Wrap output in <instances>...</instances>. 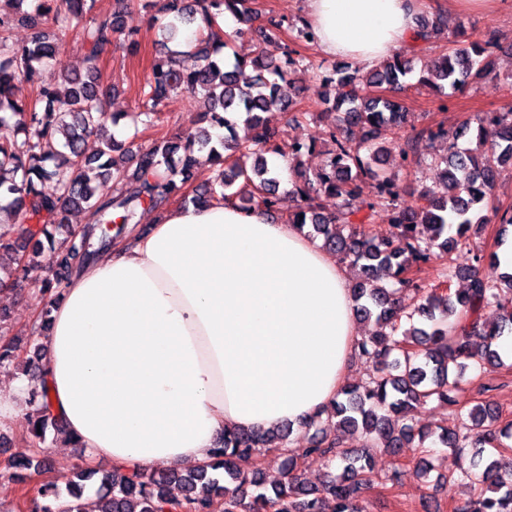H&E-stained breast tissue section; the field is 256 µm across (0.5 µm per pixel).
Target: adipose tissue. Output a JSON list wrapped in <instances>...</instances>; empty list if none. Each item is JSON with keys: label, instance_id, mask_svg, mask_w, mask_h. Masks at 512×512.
Segmentation results:
<instances>
[{"label": "adipose tissue", "instance_id": "ef3b65f1", "mask_svg": "<svg viewBox=\"0 0 512 512\" xmlns=\"http://www.w3.org/2000/svg\"><path fill=\"white\" fill-rule=\"evenodd\" d=\"M418 0H306L320 51L379 62L419 44ZM345 264L235 204L166 210L71 278L45 338L53 414L133 472L202 464L225 429L318 415L358 336Z\"/></svg>", "mask_w": 512, "mask_h": 512}]
</instances>
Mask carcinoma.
Returning a JSON list of instances; mask_svg holds the SVG:
<instances>
[{
  "mask_svg": "<svg viewBox=\"0 0 512 512\" xmlns=\"http://www.w3.org/2000/svg\"><path fill=\"white\" fill-rule=\"evenodd\" d=\"M29 1L34 3L30 12L22 9ZM9 2L18 15H0V126L12 124L16 137L0 141V199L9 200L22 224L16 233L0 234V290L21 281L39 285L47 298L42 328L49 327L53 305L67 288L64 280L125 240L139 224L142 209L164 210L179 199L195 206L237 200L243 208L277 211L279 179L268 168L265 154L287 155L297 162L315 149L316 140L281 144L266 117L293 110L296 100L284 88L285 79L303 65L287 52L281 58L269 52L279 23L236 29L235 36H251L259 51L224 69L222 52L230 40L218 18L227 9L239 22L250 24L252 0L157 4L163 57L151 68L135 121L145 130L157 126L163 101L174 92H186L207 105L194 123L226 132L216 145L204 128L187 129L179 143L157 138L149 145L119 142L110 132L122 114L104 109L107 90L99 61L120 37L129 49L138 47L139 28L126 9L83 27L84 72L64 75L66 89L41 85L32 105L15 99L16 84L36 80L59 41L92 10L93 0ZM48 15L53 20L49 28L44 26ZM15 21L35 30L30 42L7 43L4 33ZM173 43L189 48L197 66L182 68L184 51L171 48ZM485 53L479 43L455 40L448 53L428 62L395 53L364 74L335 68L324 78L331 83L338 76L346 92L331 107L335 117L325 131L329 148L324 165L295 185L302 204L289 221L310 226L309 234L322 237L328 252L361 270V279L352 285L356 315L372 325L373 332L360 337L354 351L370 372L364 381L343 386L324 417L303 423L315 432L306 445L285 453L280 477L268 479L260 449H281L291 429H233L224 431L207 462L185 473L114 470L99 476L78 466L65 476L63 489L55 481L41 484L30 512H168L181 506L211 512L216 499L224 500L225 512H361L362 472L370 449L383 448L396 457L416 441L424 444L426 432L415 429L413 412L429 403L454 405L451 393L470 367L503 365L495 343L512 333V273L491 284L475 266L460 265L453 258L467 245L473 227L485 222L481 212L497 168L512 165V107L494 113L489 122L477 118L473 149L455 147V135L442 127L420 132L430 140H448V152L439 158L444 163V191L438 195L424 187L417 190L422 204L416 211L399 207L396 175L382 167L383 149L376 145L382 128L401 126L408 116L385 91L404 87L407 76L419 71L425 74L420 83L445 99L446 89L460 90L491 74L490 64L482 60ZM242 114L246 132L240 137L235 128ZM354 128L363 131L357 144L345 136ZM91 135L97 137L99 149L88 156L84 145ZM206 163L213 175L186 195L187 183ZM364 179L373 182L374 197L360 216L349 209V200ZM239 180L244 193H226ZM45 182L55 183L57 193L45 194ZM131 182L138 184L134 194L126 189ZM322 194L336 197V211H320L316 199ZM72 210L88 216L80 230L69 223ZM379 210L389 214L388 228L372 232L365 224ZM431 258L441 266V285L460 276L470 281L469 288L455 294L449 288L424 291L411 272ZM487 307L500 314L492 326L481 321ZM4 364L35 378L26 390L30 435L41 441L48 428L62 430L48 403L40 347L22 363L11 346H1L0 366ZM498 421L499 414L481 404L468 410L457 428L439 427L438 440L448 448V478H453L464 448H496L498 439L512 436V423L497 428ZM358 430L366 447L359 452L343 447L344 435ZM313 455L324 459L325 474L319 486L308 487L298 475V461ZM337 458L344 462L339 473ZM96 476L92 510L84 493ZM465 477L479 493L457 502L454 512H512L511 460L503 455L489 458L482 469H471Z\"/></svg>",
  "mask_w": 512,
  "mask_h": 512,
  "instance_id": "1",
  "label": "carcinoma"
}]
</instances>
